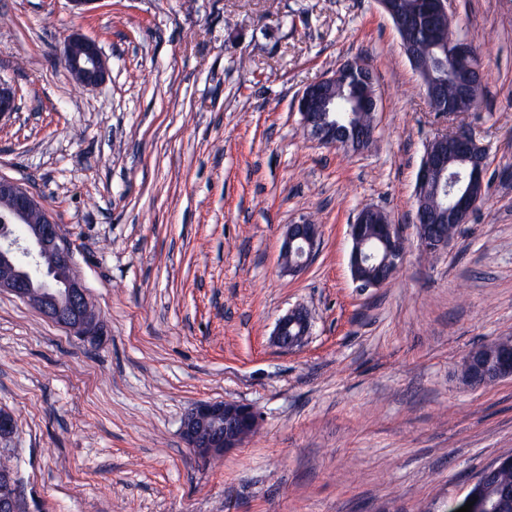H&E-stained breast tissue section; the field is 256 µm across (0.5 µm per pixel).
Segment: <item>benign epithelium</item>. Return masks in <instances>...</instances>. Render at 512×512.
Returning a JSON list of instances; mask_svg holds the SVG:
<instances>
[{"mask_svg":"<svg viewBox=\"0 0 512 512\" xmlns=\"http://www.w3.org/2000/svg\"><path fill=\"white\" fill-rule=\"evenodd\" d=\"M450 22L448 0H434L433 14L416 15V28L434 29V20ZM404 52L419 75L427 72L425 54L419 44L401 37ZM448 50L450 81L422 80L429 107L435 112H450L448 100L473 105L481 94L484 74L477 48L448 30L442 39ZM69 71L83 85H98L106 75L98 42L87 36L71 35L64 50ZM379 108L373 76L366 62L354 58L309 84L300 95L298 111L311 139L330 147L345 146L354 151L370 144L374 137L373 113ZM20 110L16 90L0 81V119ZM467 163L464 175L448 168V155ZM486 155L467 129H455L436 136L426 147L417 174L420 192L414 224L422 249L441 252L449 240L434 235L432 225L442 222L461 226L470 222L478 209L484 185ZM0 209L15 228L0 236V289L13 292L37 308L52 322L72 335L94 340L102 335L103 324L91 310L81 282L73 273V255L61 226L40 206L33 192L22 183L0 177ZM352 240L350 270L362 289L380 288L388 278L360 279L356 268L370 260L391 275L403 263L405 254L396 246L399 226L386 213L368 206L359 212L349 227ZM319 239V228L306 220L288 225L283 241V271L299 273L312 261ZM312 330L309 310L296 306L281 316L272 333L273 341L284 350L304 344ZM479 350L465 356L471 381L481 384L503 378L498 370H487L479 362ZM258 417L245 403L203 401L197 403L182 423L183 438L202 462L219 457L242 445L256 428ZM512 467V456H501L487 465L472 483L466 500L473 502L470 512H492L481 495L483 485L498 471ZM0 512H22V503L13 474L0 472Z\"/></svg>","mask_w":512,"mask_h":512,"instance_id":"obj_1","label":"benign epithelium"}]
</instances>
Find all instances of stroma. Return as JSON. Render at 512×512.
<instances>
[{
    "label": "stroma",
    "instance_id": "35a3bbf8",
    "mask_svg": "<svg viewBox=\"0 0 512 512\" xmlns=\"http://www.w3.org/2000/svg\"><path fill=\"white\" fill-rule=\"evenodd\" d=\"M481 56L469 112L430 109L377 0H0V175L33 184L108 334L68 335L0 291V447L24 512H459L512 454V378L476 388L468 351L512 338V0H448ZM97 39L105 80L62 62ZM362 57L372 144H318L297 102ZM488 154V196L447 249L412 222L425 147L458 123ZM398 224L405 260L353 281L349 226ZM318 224L311 265L282 270L288 224ZM302 305L311 336L272 341ZM249 404L257 431L204 464L181 425L198 402Z\"/></svg>",
    "mask_w": 512,
    "mask_h": 512
}]
</instances>
